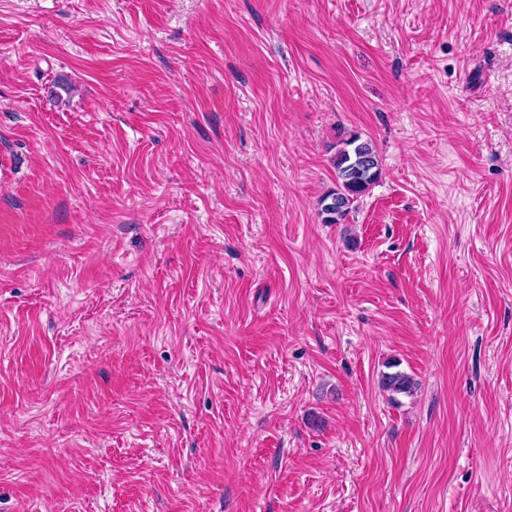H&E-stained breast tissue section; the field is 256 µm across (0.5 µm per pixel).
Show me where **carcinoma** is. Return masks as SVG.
Segmentation results:
<instances>
[{
  "instance_id": "1",
  "label": "carcinoma",
  "mask_w": 512,
  "mask_h": 512,
  "mask_svg": "<svg viewBox=\"0 0 512 512\" xmlns=\"http://www.w3.org/2000/svg\"><path fill=\"white\" fill-rule=\"evenodd\" d=\"M336 171L338 187L327 192L320 199L321 213H331L332 202L340 199L344 204L343 214L350 212L351 205L362 196L377 180L380 173L379 156L368 141H360L353 136L344 142L332 160ZM383 391L395 396L414 395L417 383L414 378L402 371L384 372L380 377Z\"/></svg>"
}]
</instances>
